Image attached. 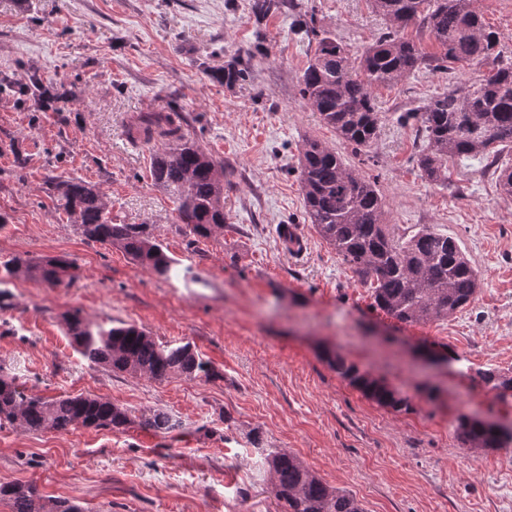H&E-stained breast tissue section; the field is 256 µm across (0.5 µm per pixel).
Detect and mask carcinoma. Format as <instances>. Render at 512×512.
Instances as JSON below:
<instances>
[{"instance_id":"cac0c4a2","label":"carcinoma","mask_w":512,"mask_h":512,"mask_svg":"<svg viewBox=\"0 0 512 512\" xmlns=\"http://www.w3.org/2000/svg\"><path fill=\"white\" fill-rule=\"evenodd\" d=\"M372 9L390 22L385 32L361 54L350 52L314 18L298 23L315 44L300 82V93L338 137L359 150H369L381 127L373 89L394 85L431 62L446 73L479 64L488 74L460 95L450 89L423 106L398 116L412 123L426 141L417 165L426 179H448V160L480 156L496 175L500 193L512 196V167L499 163V153L512 150V56L499 48V34L488 26L473 0H369ZM296 8L294 0H252L251 11L262 20ZM410 27L428 35L441 54L427 59L420 45L407 37ZM248 67L237 61L224 66L220 79L227 87L246 81ZM125 135L134 142L162 145L154 149L151 176L176 207L178 222L193 240L224 230V166L191 137L182 117L170 111L140 112L128 118ZM299 177L307 223L340 260L369 285L377 308L404 324H420L454 314L469 304L480 287L478 271L458 243L423 225L408 237L395 236L385 224L386 202L369 178L346 164L335 148L317 140L305 142L299 157ZM57 200L76 216L88 240L124 252L131 260L160 276L174 269L151 224H114L111 201L96 185L78 177L53 182ZM8 276L23 274L49 285L70 276L64 258L14 257L3 265ZM66 334L88 362L117 374L162 380L212 378L216 371L189 343L173 345L156 340L134 324L119 321L109 327L88 324L81 310L64 317ZM328 365L351 387L381 407L409 412L408 397L386 382L361 371L337 352L325 353ZM490 389L512 392V375L484 371ZM20 422L31 432L67 431L73 426L95 430H124L134 423L166 434L178 427L167 412L155 409L135 417L112 401L95 395L44 400L28 396L16 376L0 369V426ZM457 440L465 448H509L512 433L500 434L480 421L460 414L455 419ZM250 444L261 450L276 498L284 512H366L350 492L331 486L291 452L265 447L253 430ZM0 500L11 512H85L76 499L40 495L31 484L0 486Z\"/></svg>"}]
</instances>
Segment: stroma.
I'll return each mask as SVG.
<instances>
[{"instance_id": "1", "label": "stroma", "mask_w": 512, "mask_h": 512, "mask_svg": "<svg viewBox=\"0 0 512 512\" xmlns=\"http://www.w3.org/2000/svg\"><path fill=\"white\" fill-rule=\"evenodd\" d=\"M318 28L360 53L387 27L367 0H298ZM251 0H0V263L64 257L73 276L48 285L0 279V368L27 394H91L141 415L162 409L168 434L130 425L33 433L0 426V484H30L78 499L89 512H278L270 476L249 442L296 454L366 512H512V447L467 449L459 413L512 426V397L479 372L512 374V197L481 158L449 161L448 179L422 176L425 143L399 114L483 74L427 68L374 90L380 134L356 152L300 94L313 53L294 18L256 21ZM249 59L246 82L216 76ZM38 74L48 108L14 93ZM224 164L222 232L190 242L175 205L150 177L152 149L124 135L128 116L165 106ZM316 138L375 181L396 235L426 224L453 237L482 276L453 316L406 325L373 308L371 292L305 223L299 150ZM96 184L116 224L153 225L175 271L162 278L121 251L87 240L59 208L56 178ZM299 226L303 256L278 231ZM124 321L163 342L190 343L216 377L163 381L92 365L71 345L62 315ZM450 363L428 369L423 346ZM345 355L410 398L394 412L340 379L325 351ZM440 388L430 401L424 382Z\"/></svg>"}]
</instances>
